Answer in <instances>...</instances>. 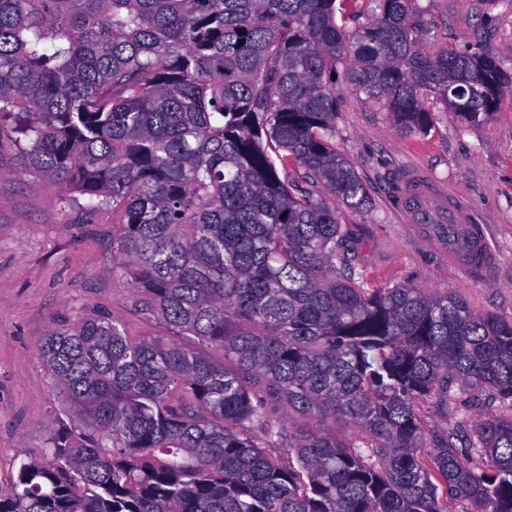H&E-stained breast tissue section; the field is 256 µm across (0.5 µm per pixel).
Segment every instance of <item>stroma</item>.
Instances as JSON below:
<instances>
[{"instance_id": "stroma-1", "label": "stroma", "mask_w": 512, "mask_h": 512, "mask_svg": "<svg viewBox=\"0 0 512 512\" xmlns=\"http://www.w3.org/2000/svg\"><path fill=\"white\" fill-rule=\"evenodd\" d=\"M439 42L463 47L483 40L512 69V9L502 0H418ZM496 15L481 28L479 16ZM433 126L424 135L397 132L388 112L345 93L336 116V148L358 171L369 202L339 207L354 246L355 272L365 287L416 286L461 296L479 312L512 319V95L490 123L461 124L428 99ZM420 173L449 185L486 229L496 265L488 275L448 262V238L433 224H408L392 193L404 176ZM57 186L24 173L15 151L0 147V487L15 480L21 462L39 455L62 397L37 356L40 342L66 323L108 313L128 335L162 336L133 282L112 276L111 212L87 213L83 196L69 207ZM424 447L455 429L458 401L420 402Z\"/></svg>"}]
</instances>
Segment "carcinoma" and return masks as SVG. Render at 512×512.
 Here are the masks:
<instances>
[{
	"label": "carcinoma",
	"mask_w": 512,
	"mask_h": 512,
	"mask_svg": "<svg viewBox=\"0 0 512 512\" xmlns=\"http://www.w3.org/2000/svg\"><path fill=\"white\" fill-rule=\"evenodd\" d=\"M359 1L350 30L347 0H0V146L118 217L112 276L169 332L99 312L49 333L85 431L53 430L0 512H512V417L485 409L426 463L415 411L456 381L512 407V320L364 287L336 210L367 204L343 91L424 135L428 96L482 125L512 74L479 43L430 48L414 0Z\"/></svg>",
	"instance_id": "cac0c4a2"
}]
</instances>
